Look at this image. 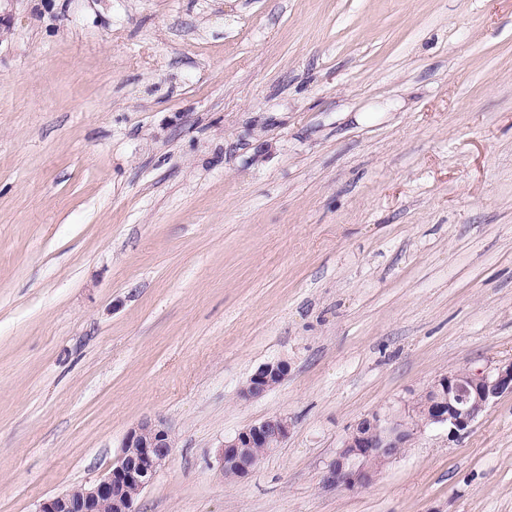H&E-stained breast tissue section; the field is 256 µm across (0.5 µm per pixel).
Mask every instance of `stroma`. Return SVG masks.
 Wrapping results in <instances>:
<instances>
[{
  "label": "stroma",
  "instance_id": "35a3bbf8",
  "mask_svg": "<svg viewBox=\"0 0 512 512\" xmlns=\"http://www.w3.org/2000/svg\"><path fill=\"white\" fill-rule=\"evenodd\" d=\"M0 512L174 448L138 512H512V397L364 417L512 359V0H0ZM286 379L240 395L264 363ZM288 439L223 478L225 438ZM512 395V360L490 371H456L432 381L407 416L385 419L373 413L361 419L344 439L324 480L348 489L371 484L378 469L406 448L415 427L446 426L448 435L466 431L491 405ZM291 428L292 422L288 416L275 415L225 438L218 449L220 472L224 476L226 469H232L237 478L247 476L266 455L281 447L288 439ZM253 448H262L261 453L254 455Z\"/></svg>",
  "mask_w": 512,
  "mask_h": 512
}]
</instances>
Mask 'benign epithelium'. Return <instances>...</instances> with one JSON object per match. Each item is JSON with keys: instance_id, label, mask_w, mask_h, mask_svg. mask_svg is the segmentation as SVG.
I'll use <instances>...</instances> for the list:
<instances>
[{"instance_id": "7a95c632", "label": "benign epithelium", "mask_w": 512, "mask_h": 512, "mask_svg": "<svg viewBox=\"0 0 512 512\" xmlns=\"http://www.w3.org/2000/svg\"><path fill=\"white\" fill-rule=\"evenodd\" d=\"M288 376V363L261 365L241 391L245 399L262 396ZM512 395V361L490 371H456L432 381L422 400L408 406L407 416L385 419L374 413L361 419L344 439L325 482L348 489L371 484L378 469L406 447L413 431L424 425L444 426L456 436L466 431L491 405ZM292 422L275 415L224 439L218 449L220 471L243 478L288 439ZM173 431L163 419H142L126 432L121 450L105 474L43 499L36 512H137L135 503L172 454ZM261 449L256 455L253 449Z\"/></svg>"}]
</instances>
